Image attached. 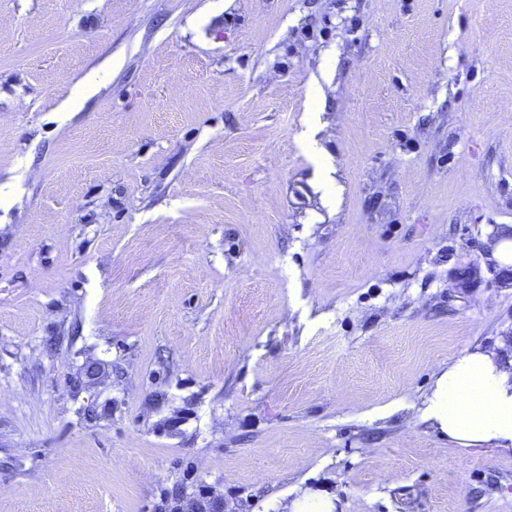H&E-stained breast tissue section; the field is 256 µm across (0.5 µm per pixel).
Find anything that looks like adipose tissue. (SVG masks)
I'll use <instances>...</instances> for the list:
<instances>
[{"label": "adipose tissue", "mask_w": 512, "mask_h": 512, "mask_svg": "<svg viewBox=\"0 0 512 512\" xmlns=\"http://www.w3.org/2000/svg\"><path fill=\"white\" fill-rule=\"evenodd\" d=\"M318 107H311L301 143L314 158L327 202L338 185L315 139ZM422 417L462 448L512 451V350H464L448 360L424 401Z\"/></svg>", "instance_id": "1"}]
</instances>
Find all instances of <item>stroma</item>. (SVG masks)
I'll return each mask as SVG.
<instances>
[{"label":"stroma","instance_id":"stroma-1","mask_svg":"<svg viewBox=\"0 0 512 512\" xmlns=\"http://www.w3.org/2000/svg\"><path fill=\"white\" fill-rule=\"evenodd\" d=\"M0 193V512H512L421 418L512 336V0H0ZM319 96L317 93L312 94L311 109L305 121V129L301 135L302 146L314 158L319 170L321 171L322 185L324 188V196L329 203L335 202V192L338 191L337 181L335 182L334 170L324 157L318 143L315 140L317 133V125L319 122ZM512 228L511 231L505 228L489 243V249L495 261L502 265L508 266L512 264ZM171 512H223L224 497L208 490L201 495L177 489L169 498ZM292 512H333L331 500L319 493L304 491L293 500Z\"/></svg>","mask_w":512,"mask_h":512}]
</instances>
